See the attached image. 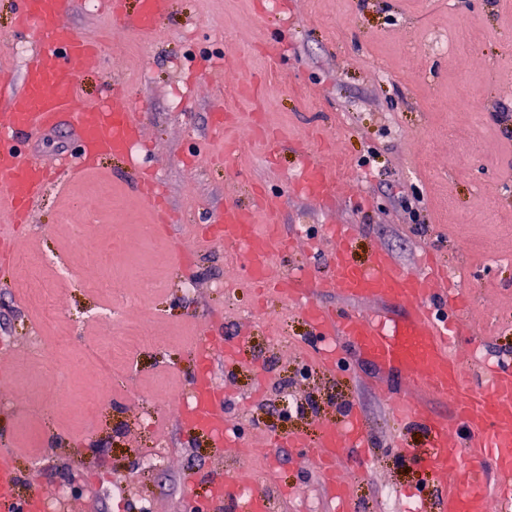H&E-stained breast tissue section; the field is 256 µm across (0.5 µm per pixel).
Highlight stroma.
I'll list each match as a JSON object with an SVG mask.
<instances>
[{"label":"stroma","instance_id":"1","mask_svg":"<svg viewBox=\"0 0 512 512\" xmlns=\"http://www.w3.org/2000/svg\"><path fill=\"white\" fill-rule=\"evenodd\" d=\"M70 21L83 36L109 40V67L84 75L83 95L98 101L108 76L125 83L124 106L142 115L137 151L163 183L173 222L166 233L152 231L155 216L120 155L48 187L30 223L0 216V448L13 449L23 484L65 486L63 512H140L144 496L152 512H186L209 500L206 481L188 484L191 472L237 467L276 435H314L339 423L350 403L369 430L373 456L367 473L347 475L352 512H390L388 487L428 483L415 462L391 449L387 393L404 380L355 355L343 356L335 372L303 374L318 342L298 305L260 293L244 262L206 242L199 227L226 200L247 202L260 185L281 199L284 229L299 241L325 224L352 225L353 265L381 249L413 271L432 253L470 298L464 316L473 336L462 348L480 346L489 361L512 352V0H172L150 37L114 35L106 11L75 0ZM455 34L462 54L433 51L435 38ZM243 72L259 84L254 96L239 92ZM471 89L483 99L476 112L465 103ZM218 109L234 113L237 126H256L227 166L211 162L208 130ZM17 142L46 162L78 148L64 124L18 134ZM306 147L335 178L329 197H308L289 180ZM414 196L422 200L421 230L402 207ZM90 207L95 234L121 238L107 268L70 251ZM177 247L188 253L189 269L174 264ZM50 254L76 268L57 287L44 264ZM146 277L156 287L144 292ZM103 280L140 293L142 309L97 316L107 301L97 288ZM186 280L192 293L181 291ZM47 290L55 308L48 317L31 305ZM257 303L263 317L247 315ZM144 315L164 342L136 347V368L113 381L97 352ZM214 326L228 336L252 331L238 360L216 367L229 398L226 418L238 431L223 448L164 405H154L143 424L140 401L159 384L188 390L195 345ZM37 336L43 360L33 351ZM63 371L66 396L58 386ZM284 389L303 411L280 417L273 405ZM74 399L96 401L98 417L88 424L71 415ZM157 439L171 453L161 471L150 472L140 453ZM276 451L277 479L295 491L283 512H329L303 449ZM116 478L129 486L125 497L112 494Z\"/></svg>","mask_w":512,"mask_h":512}]
</instances>
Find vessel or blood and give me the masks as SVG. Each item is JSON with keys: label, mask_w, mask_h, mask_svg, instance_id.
<instances>
[{"label": "vessel or blood", "mask_w": 512, "mask_h": 512, "mask_svg": "<svg viewBox=\"0 0 512 512\" xmlns=\"http://www.w3.org/2000/svg\"><path fill=\"white\" fill-rule=\"evenodd\" d=\"M170 0H140L136 14H127L123 0H104L117 33L151 35ZM73 0H18L14 34L33 47L19 75L0 72V211L12 223H25L40 191L67 174L88 170L101 155L132 156L141 133L133 112L111 110L122 87L105 84L100 102L84 101L79 90V73L104 69L101 47L78 34L69 21ZM68 120L78 137L79 149L69 158L47 164L29 156L13 142V134H32L55 129ZM305 194L321 198L333 183L322 166L307 161L295 176ZM143 204L157 213L156 231L170 224L161 210L162 196L148 175L135 184ZM213 238L225 248L240 251L248 276L256 284H268L270 256L290 250L280 221V203L261 191L246 206L228 200L223 211L211 218ZM331 250L326 265L309 264L279 282L286 301L299 304L306 320L320 338L315 352L316 369L329 371L340 354L354 352L371 361L381 372L411 380L452 407L449 417H435L426 403L411 399L401 389L388 396L396 420L406 427L423 428V447L394 443L404 459L418 458L429 474L430 490L416 489L417 512H490L491 503L512 500V356L494 362L477 360L461 364L456 345L464 334L460 319L462 298L448 286V272L432 258L423 268L410 272L387 252L370 254L366 263L348 262L347 226L325 228ZM335 291L349 299L385 298L405 309L394 319L384 312L372 314L350 309L332 313L317 299ZM240 331L232 336H206L198 346L199 368L189 386L190 401L181 412L194 428L207 431L215 446L231 437L224 418L225 396L214 379L217 359L234 358L248 342ZM465 432L467 440L449 446L451 432ZM289 447L303 448L327 485L332 512H348V488L343 470L366 471L367 432L354 408H347L340 424H326L315 436H288ZM210 488L209 512H273L274 504L265 486L241 493L233 469L207 473ZM21 479L10 449L0 448V505L20 507L21 512H46L43 491L32 489L19 495Z\"/></svg>", "instance_id": "vessel-or-blood-1"}]
</instances>
